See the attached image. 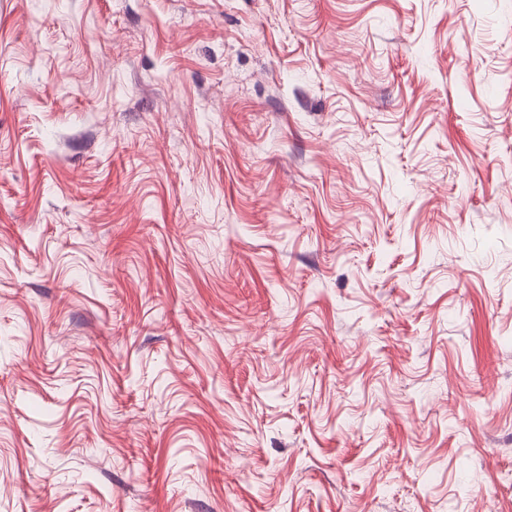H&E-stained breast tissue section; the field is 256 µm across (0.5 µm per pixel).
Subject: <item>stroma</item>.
I'll return each mask as SVG.
<instances>
[{
    "mask_svg": "<svg viewBox=\"0 0 512 512\" xmlns=\"http://www.w3.org/2000/svg\"><path fill=\"white\" fill-rule=\"evenodd\" d=\"M0 512H512V0H0Z\"/></svg>",
    "mask_w": 512,
    "mask_h": 512,
    "instance_id": "35a3bbf8",
    "label": "stroma"
}]
</instances>
